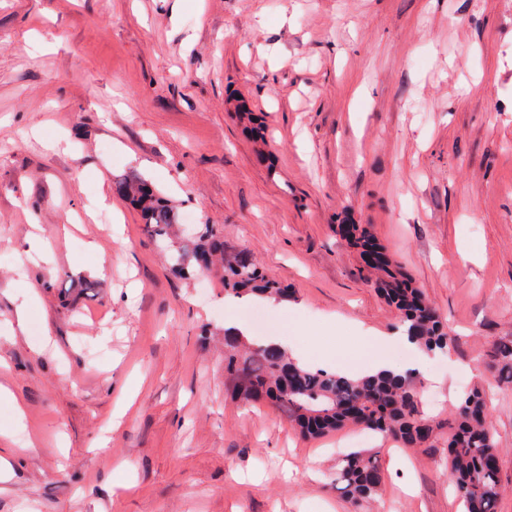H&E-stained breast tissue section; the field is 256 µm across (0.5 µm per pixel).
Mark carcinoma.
<instances>
[{
	"label": "carcinoma",
	"instance_id": "1",
	"mask_svg": "<svg viewBox=\"0 0 512 512\" xmlns=\"http://www.w3.org/2000/svg\"><path fill=\"white\" fill-rule=\"evenodd\" d=\"M113 191L138 211L156 242L169 245L177 274L189 276L219 266L224 296L231 300L288 298V289L264 273L251 253L225 251L218 224H203L192 238L172 241L170 231L179 217L146 178H120ZM340 228L347 243L360 250L373 287L399 312L408 339L431 354L448 351L454 342L448 327L387 250L360 224ZM224 348V372L233 382L235 396L278 407L307 437L361 427L403 448H424L440 429L424 410L412 370L347 378L303 366L284 349L264 341H245L226 333ZM506 384H512V340L493 344L481 384L460 397L448 420V479L464 512H497L504 494L501 448L490 421V405ZM384 481L379 458L365 449L345 454L336 469V489L356 512H365L375 501Z\"/></svg>",
	"mask_w": 512,
	"mask_h": 512
}]
</instances>
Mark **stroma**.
I'll return each mask as SVG.
<instances>
[{
  "mask_svg": "<svg viewBox=\"0 0 512 512\" xmlns=\"http://www.w3.org/2000/svg\"><path fill=\"white\" fill-rule=\"evenodd\" d=\"M134 174L291 292L237 315L316 366L389 336L447 420L512 339V0H0V512H352L336 436L233 398L219 274L175 275L127 202L111 223ZM340 215L447 353L404 343ZM490 414L512 512V386ZM447 442L381 456L377 512H460ZM348 244L360 250L374 288L399 312L408 339L428 353L447 352L454 342L437 311L414 282L394 265L387 250L360 224H341Z\"/></svg>",
  "mask_w": 512,
  "mask_h": 512,
  "instance_id": "obj_1",
  "label": "stroma"
}]
</instances>
